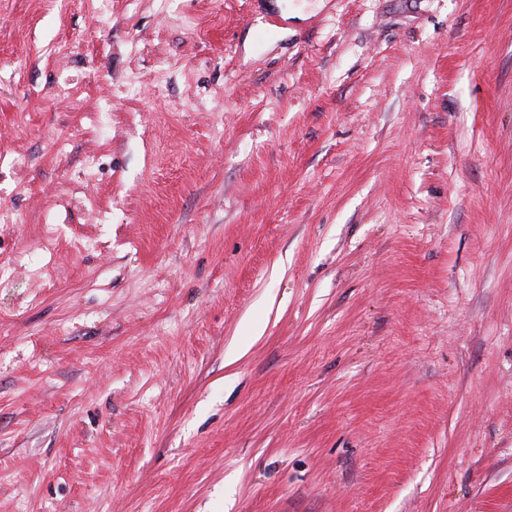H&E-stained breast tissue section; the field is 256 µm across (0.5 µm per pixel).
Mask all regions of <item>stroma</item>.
<instances>
[{
	"mask_svg": "<svg viewBox=\"0 0 512 512\" xmlns=\"http://www.w3.org/2000/svg\"><path fill=\"white\" fill-rule=\"evenodd\" d=\"M287 2L0 0V512H512V0Z\"/></svg>",
	"mask_w": 512,
	"mask_h": 512,
	"instance_id": "35a3bbf8",
	"label": "stroma"
}]
</instances>
